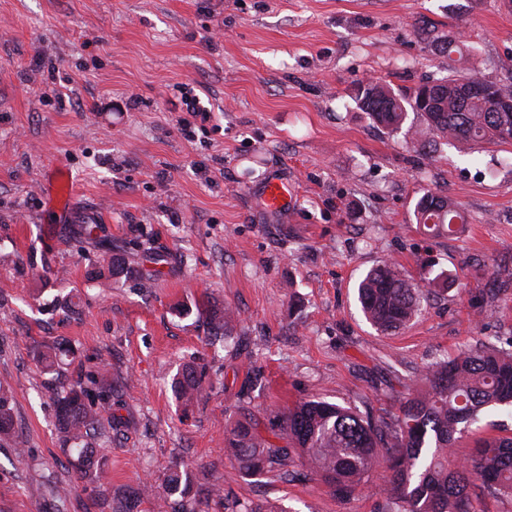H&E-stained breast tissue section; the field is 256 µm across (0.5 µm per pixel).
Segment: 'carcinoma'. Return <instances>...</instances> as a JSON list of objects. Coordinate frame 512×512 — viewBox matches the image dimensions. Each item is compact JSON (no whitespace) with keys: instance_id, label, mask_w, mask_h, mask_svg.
<instances>
[{"instance_id":"obj_1","label":"carcinoma","mask_w":512,"mask_h":512,"mask_svg":"<svg viewBox=\"0 0 512 512\" xmlns=\"http://www.w3.org/2000/svg\"><path fill=\"white\" fill-rule=\"evenodd\" d=\"M474 76L450 74L409 90H395L376 82L359 81L353 99L373 123L397 131L408 113L423 118V129L411 137L416 152L431 154L448 142L511 144L512 112H493L487 103L468 101L463 88ZM414 218L427 233L451 236L463 223L457 206L446 196L424 193L414 206ZM366 319L379 332L395 331L422 311L426 293L413 286L395 267L382 260L358 285ZM228 311L210 318L214 336L231 331ZM71 354L55 344L39 352L38 361L52 372ZM421 382L399 409L388 417L364 418L350 407L322 400L302 401L288 413L275 415L274 436L279 446L256 432L250 419L225 428L224 447L247 476L290 474L298 450L301 463L317 471L336 495L349 498L368 481L381 461L391 473L383 512H473L472 499L512 497V437L484 439L474 455L455 462L448 455L457 436L478 422L489 407L512 404V351L479 343L458 356L440 358L427 366ZM202 390V373L186 364L174 376V393L188 406ZM57 425L63 444L77 446L76 472L81 480L100 485L106 480L104 449L97 440L107 430L131 428L132 423L112 414L108 401L96 408L90 391L73 385L61 396ZM13 396L0 385V441L14 437ZM194 479L179 464L167 474L162 492H146L158 501L160 512H200L192 496Z\"/></svg>"}]
</instances>
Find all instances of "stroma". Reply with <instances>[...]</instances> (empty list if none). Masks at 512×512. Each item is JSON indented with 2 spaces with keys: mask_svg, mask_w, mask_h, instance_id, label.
<instances>
[{
  "mask_svg": "<svg viewBox=\"0 0 512 512\" xmlns=\"http://www.w3.org/2000/svg\"><path fill=\"white\" fill-rule=\"evenodd\" d=\"M425 22L458 24L461 53L417 39ZM451 71L512 78V0H0V385L21 441L0 446V512H109L177 462L218 487L208 512L227 497L381 512L386 466L349 499L300 467L249 477L224 426L245 412L267 438L268 410L314 398L391 414L436 359L512 344V145L420 155L350 97L364 79L409 89ZM185 89L209 111L190 140ZM58 162L73 178L61 216L43 189ZM274 176L294 192L281 214L259 197ZM427 191L464 211L457 235L418 228ZM385 258L429 291L389 334L358 298ZM224 307L234 339L206 344ZM56 341L74 355L48 374L37 352ZM186 362L204 373L189 408L171 385ZM103 371L135 423L107 446L104 488L78 479L56 430L63 388ZM480 437H512V407L485 412L455 456Z\"/></svg>",
  "mask_w": 512,
  "mask_h": 512,
  "instance_id": "1",
  "label": "stroma"
}]
</instances>
